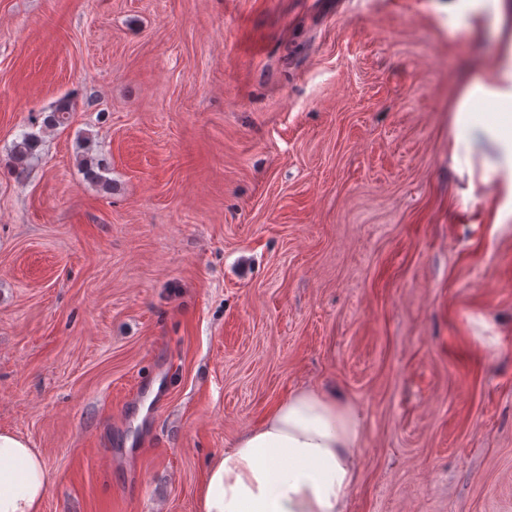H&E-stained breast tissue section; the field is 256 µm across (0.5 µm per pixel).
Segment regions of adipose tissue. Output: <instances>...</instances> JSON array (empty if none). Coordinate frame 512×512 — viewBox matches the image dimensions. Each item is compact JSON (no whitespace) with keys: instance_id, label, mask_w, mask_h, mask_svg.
Returning <instances> with one entry per match:
<instances>
[{"instance_id":"ef3b65f1","label":"adipose tissue","mask_w":512,"mask_h":512,"mask_svg":"<svg viewBox=\"0 0 512 512\" xmlns=\"http://www.w3.org/2000/svg\"><path fill=\"white\" fill-rule=\"evenodd\" d=\"M448 12L492 24L496 51L459 85L451 105L459 172L495 182L494 222L512 213V0H448ZM364 419L322 385L295 388L212 456L196 493L197 512H348L359 474ZM50 474L38 449L0 431V512H43Z\"/></svg>"}]
</instances>
